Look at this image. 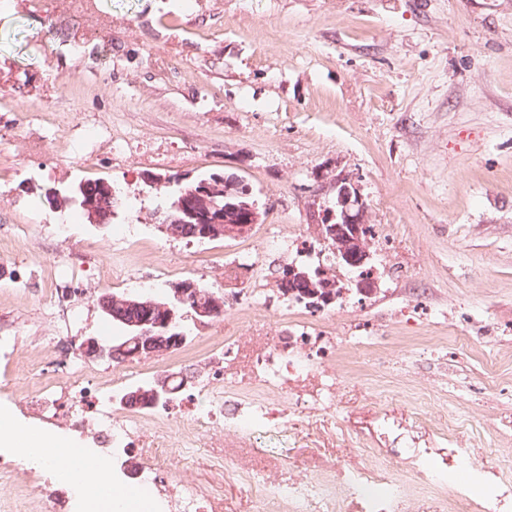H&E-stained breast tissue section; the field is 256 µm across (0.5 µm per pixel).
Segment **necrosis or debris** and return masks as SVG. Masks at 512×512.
<instances>
[{
  "label": "necrosis or debris",
  "mask_w": 512,
  "mask_h": 512,
  "mask_svg": "<svg viewBox=\"0 0 512 512\" xmlns=\"http://www.w3.org/2000/svg\"><path fill=\"white\" fill-rule=\"evenodd\" d=\"M307 362V357L289 352L284 346L274 353L258 354L254 381L260 391L253 398L254 421L274 425L283 418V410L270 398L269 393L280 388L288 390L293 396H301L307 389ZM84 380L82 371L73 372L68 383L71 396L66 400L59 395L55 385L43 386L35 401L36 408L52 407L63 411L75 429L84 427L87 415H94L102 428L103 437L109 443L108 449L102 454L103 459L114 458L131 447L137 448L147 462V483L142 488L143 493L157 494L162 489L172 488L173 493L167 498L170 512H218L203 486L181 484L162 468L160 458L166 448L174 444L170 433L161 432L152 440L140 441V419L130 418L113 423L110 384L103 382L90 389L85 387ZM470 459V449H449L444 467L420 473L422 488L432 490L440 486L448 487L449 512H512V460L499 459L495 467L488 471L479 465L471 466ZM466 467L471 468L472 484L477 489L473 495L457 492L453 488L458 470ZM276 495L289 512H296L298 504L302 502L306 503L309 512H344L350 502L359 503L360 512H402L403 503L400 485L393 480L388 466L378 461L360 469L345 471L341 493L319 492L309 483H285L278 486Z\"/></svg>",
  "instance_id": "necrosis-or-debris-1"
}]
</instances>
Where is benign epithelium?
<instances>
[{"label": "benign epithelium", "instance_id": "1", "mask_svg": "<svg viewBox=\"0 0 512 512\" xmlns=\"http://www.w3.org/2000/svg\"><path fill=\"white\" fill-rule=\"evenodd\" d=\"M336 219L334 224L315 225L320 241L333 253L336 264L353 270L371 259L370 244L364 238L363 225L366 204L357 187L342 175L336 176ZM97 193L89 192L82 183L73 197L57 191L48 193L51 205L76 202L87 213L91 222L98 221V206L112 203L116 190L111 183L101 180L95 184ZM259 213L251 199V188L236 176L214 174L188 190L172 194L163 221L164 231L175 238L192 235L202 239L234 238L248 232L258 223ZM290 285L311 290V297L321 301L331 299L326 288V277L320 268L293 267ZM325 287V294L315 291V285ZM102 311L123 328L115 340L102 341L94 337L84 339L79 351L88 359L112 362H133L160 356L187 340L180 321L191 311L195 318H213L224 311L223 298L200 290L193 281L184 280L171 285L166 299L149 294H104L99 299ZM168 380L155 381L148 390L131 391L125 402L142 407H156L170 401Z\"/></svg>", "mask_w": 512, "mask_h": 512}]
</instances>
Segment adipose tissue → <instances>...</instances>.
<instances>
[{"label": "adipose tissue", "mask_w": 512, "mask_h": 512, "mask_svg": "<svg viewBox=\"0 0 512 512\" xmlns=\"http://www.w3.org/2000/svg\"><path fill=\"white\" fill-rule=\"evenodd\" d=\"M0 447L16 449L24 462L51 470L61 481H69V461L76 456L74 447L64 446L58 437L39 433L17 425L9 416L0 413ZM78 490L84 496L111 504L114 512H121L131 496L130 490L113 487L109 470L103 461H93L82 471Z\"/></svg>", "instance_id": "adipose-tissue-1"}]
</instances>
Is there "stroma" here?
<instances>
[{"instance_id":"obj_1","label":"stroma","mask_w":512,"mask_h":512,"mask_svg":"<svg viewBox=\"0 0 512 512\" xmlns=\"http://www.w3.org/2000/svg\"><path fill=\"white\" fill-rule=\"evenodd\" d=\"M0 7V411L85 447L64 415L45 423L22 399L68 382L116 378L121 397L185 379L141 435L179 433L183 398L212 386L240 410L169 449L176 479L206 487L221 512H272L264 493L369 462L382 448L403 512H439L403 448L447 450L449 417L480 431L474 455L512 457V0H7ZM234 175L260 221L199 241L162 227L165 190L144 175ZM351 177L373 228L376 286H351L310 211ZM106 180L112 219L50 206L49 190ZM333 271L343 290L307 308L280 294L288 265ZM192 280L224 315L186 319L189 339L152 359L93 361L90 336L119 335L101 294L162 298ZM75 315L59 313L57 284ZM339 337L314 360L329 396L281 395L274 428L249 423L251 368L300 331ZM0 512H65L61 483L0 450Z\"/></svg>"}]
</instances>
